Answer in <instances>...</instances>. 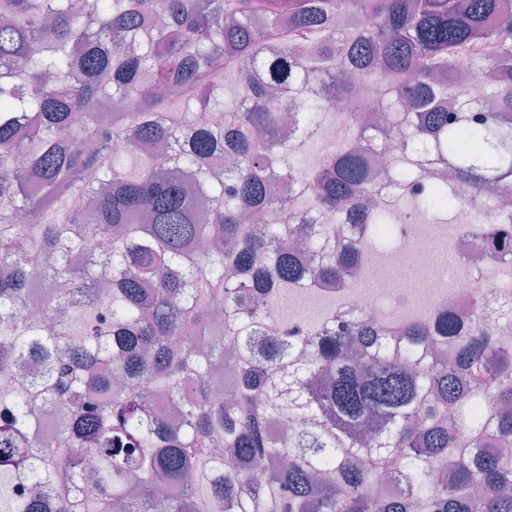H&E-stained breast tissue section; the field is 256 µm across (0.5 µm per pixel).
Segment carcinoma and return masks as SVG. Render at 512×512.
Here are the masks:
<instances>
[{
  "instance_id": "cac0c4a2",
  "label": "carcinoma",
  "mask_w": 512,
  "mask_h": 512,
  "mask_svg": "<svg viewBox=\"0 0 512 512\" xmlns=\"http://www.w3.org/2000/svg\"><path fill=\"white\" fill-rule=\"evenodd\" d=\"M508 4L0 0V374L46 365L0 387V470L26 481L10 512H512V349L482 296L468 325L417 310L314 335L281 313L305 281L360 291L373 253L412 231L396 205L447 224L465 192L491 188L489 211L512 196ZM346 17L358 25L333 34ZM362 79L397 136L388 185L361 132ZM283 92L310 132L298 141ZM424 147L454 181L417 178ZM346 224L368 225L355 250ZM473 231L500 273L512 237ZM297 234L317 266L278 247ZM32 250L48 256L36 272ZM34 288L47 326L25 316ZM319 300L322 328L339 298ZM215 314L227 353L202 346ZM63 400L38 440L40 411ZM487 441L498 451L476 450ZM89 457L103 475L86 493ZM383 474L399 494L371 490ZM42 366L32 360H24L14 364L10 371L0 375V385L19 387L25 379L34 376Z\"/></svg>"
}]
</instances>
